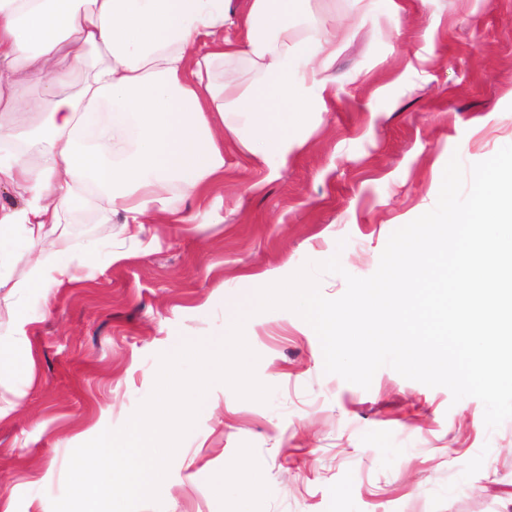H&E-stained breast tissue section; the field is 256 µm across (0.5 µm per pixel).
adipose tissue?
<instances>
[{
  "mask_svg": "<svg viewBox=\"0 0 512 512\" xmlns=\"http://www.w3.org/2000/svg\"><path fill=\"white\" fill-rule=\"evenodd\" d=\"M308 2L248 0L236 17L231 0H0V186L24 195L0 206V304L12 329L24 324L19 289L47 295L80 278L68 214L123 215L132 239L174 217L176 196L223 180L230 112L259 129L239 139L251 155L290 151L299 114L328 104L321 71L336 52L335 37L293 34ZM237 60L250 84L231 70Z\"/></svg>",
  "mask_w": 512,
  "mask_h": 512,
  "instance_id": "1",
  "label": "adipose tissue"
}]
</instances>
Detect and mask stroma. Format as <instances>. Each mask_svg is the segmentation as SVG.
<instances>
[{"label": "stroma", "instance_id": "35a3bbf8", "mask_svg": "<svg viewBox=\"0 0 512 512\" xmlns=\"http://www.w3.org/2000/svg\"><path fill=\"white\" fill-rule=\"evenodd\" d=\"M335 6L334 21H297L302 38L355 34L289 154L225 142L223 181L182 201L183 221L146 225V252L121 215H69V253L91 266L51 298H19L30 363L0 374V512H52L73 449L127 422L160 354L221 340L244 310L268 401L211 386L160 505L141 512H512V419L488 429L479 399L388 366L366 389L325 373L299 315L250 311L257 289L334 256L344 272L319 289L342 296L345 274L372 275L391 233L435 206L451 157L468 168L512 144V0Z\"/></svg>", "mask_w": 512, "mask_h": 512}]
</instances>
